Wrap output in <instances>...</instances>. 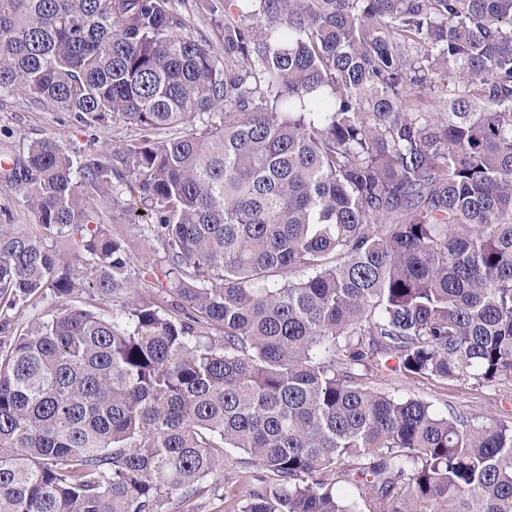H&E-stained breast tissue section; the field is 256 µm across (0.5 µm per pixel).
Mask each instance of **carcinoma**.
Masks as SVG:
<instances>
[{"instance_id":"1","label":"carcinoma","mask_w":512,"mask_h":512,"mask_svg":"<svg viewBox=\"0 0 512 512\" xmlns=\"http://www.w3.org/2000/svg\"><path fill=\"white\" fill-rule=\"evenodd\" d=\"M205 9L221 61L173 0H0V94L142 131L3 174L59 240L0 224V512H165L230 450L276 476L239 512H512L511 418L369 385L512 384V0ZM90 190L154 219L174 303L14 322L132 290ZM59 305L60 299L55 296L52 289L45 288L23 307L10 311V314L16 316L15 320L19 319V324L22 325L37 317H49L58 311Z\"/></svg>"}]
</instances>
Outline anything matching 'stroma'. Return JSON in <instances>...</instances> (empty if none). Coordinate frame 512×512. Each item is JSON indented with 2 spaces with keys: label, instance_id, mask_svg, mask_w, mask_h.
Returning <instances> with one entry per match:
<instances>
[{
  "label": "stroma",
  "instance_id": "stroma-1",
  "mask_svg": "<svg viewBox=\"0 0 512 512\" xmlns=\"http://www.w3.org/2000/svg\"><path fill=\"white\" fill-rule=\"evenodd\" d=\"M174 6L184 17L185 35L213 49L221 48L224 25L222 21L210 18L202 0H174ZM139 135V130L117 118L88 127L77 121L73 113L59 111L51 105L18 94L0 96V154L12 159L26 155L33 141L50 138L80 164L96 154L105 143L124 142ZM21 194L19 186L0 179V224H15L26 233L41 234L36 216L23 207ZM97 210L104 230L123 234L134 257L129 274L135 289L123 295V303L128 305L142 298L165 297L173 276L167 263L147 253L151 220L125 223L121 207L109 203L98 205ZM371 385L399 398L423 399L439 412L450 406L456 407L473 414L481 423L512 415V389L504 386L476 389L392 374L372 379ZM240 458V452L233 450L225 455L223 476L206 482L204 492L193 500L195 512H228L224 500L225 482H236L244 490L257 474L256 468L241 466Z\"/></svg>",
  "mask_w": 512,
  "mask_h": 512
}]
</instances>
